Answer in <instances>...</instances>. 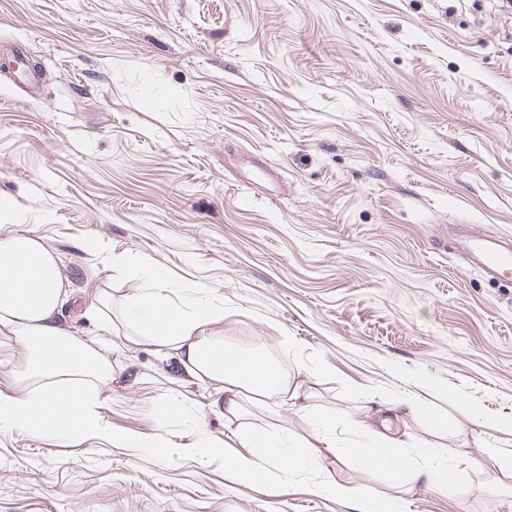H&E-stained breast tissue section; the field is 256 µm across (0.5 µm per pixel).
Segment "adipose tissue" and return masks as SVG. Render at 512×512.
<instances>
[{
  "mask_svg": "<svg viewBox=\"0 0 512 512\" xmlns=\"http://www.w3.org/2000/svg\"><path fill=\"white\" fill-rule=\"evenodd\" d=\"M142 272L143 288L123 308L133 339L174 351L188 379L217 383L227 415L242 412L244 395L265 398L288 392V379L271 359L210 336L209 325L224 317L223 305L203 291L190 306L175 304L165 296L169 283L155 266L143 265ZM63 293L57 258L40 237L32 233L0 237V327L24 349L17 388L0 391L1 430L23 429L59 440L101 431L98 408L102 388L112 379V364L84 339L60 327L56 312ZM306 415L314 425V439L303 445L261 431L242 432L240 442L246 452L230 463L235 476L256 480L273 462L302 467L320 444L377 472L395 489V496L381 498L339 481L320 485L321 493L353 503L355 512H401L400 494L421 483L447 492L460 489L455 449H430L418 464L397 454L390 422L374 431L362 419L346 418V427L363 439L341 444L334 423L311 408Z\"/></svg>",
  "mask_w": 512,
  "mask_h": 512,
  "instance_id": "1",
  "label": "adipose tissue"
}]
</instances>
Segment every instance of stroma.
I'll list each match as a JSON object with an SVG mask.
<instances>
[{
  "label": "stroma",
  "mask_w": 512,
  "mask_h": 512,
  "mask_svg": "<svg viewBox=\"0 0 512 512\" xmlns=\"http://www.w3.org/2000/svg\"><path fill=\"white\" fill-rule=\"evenodd\" d=\"M502 0H0V196L7 232L54 250L63 328L111 361L105 431L66 442L0 430V512H351L329 456L232 478L238 433L298 439L281 402L226 419L212 385L126 341L143 263L187 304L224 306L225 343L264 351L318 410L388 417L405 454L459 449L463 492L418 487L404 512H512L486 449L512 433V288L485 280L465 226L512 244V12ZM98 250H90L89 242ZM126 258L125 269L112 260ZM113 317L88 318L101 297ZM459 422L395 418L402 397ZM206 432L217 454L195 448ZM133 444L121 443V436ZM176 454L149 456L152 448Z\"/></svg>",
  "instance_id": "35a3bbf8"
}]
</instances>
